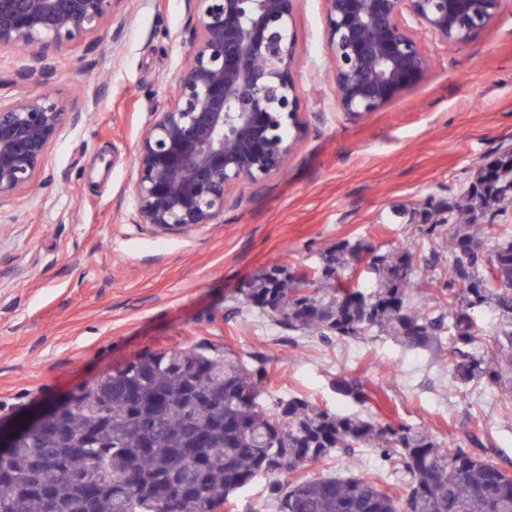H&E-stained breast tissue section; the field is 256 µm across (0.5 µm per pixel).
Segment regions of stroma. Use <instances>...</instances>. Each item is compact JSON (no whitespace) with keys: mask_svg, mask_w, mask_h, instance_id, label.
Wrapping results in <instances>:
<instances>
[{"mask_svg":"<svg viewBox=\"0 0 512 512\" xmlns=\"http://www.w3.org/2000/svg\"><path fill=\"white\" fill-rule=\"evenodd\" d=\"M323 12V0H301L296 16L306 107L294 151L279 172L233 189L223 223L188 232L135 223L132 192L137 142L183 59L186 0H117L113 50L53 55L51 83L65 102L85 92L86 66L107 83L97 107L50 146L39 188L0 202V425L146 350L207 340L269 355V404L297 395L379 421H423L439 439L512 464V397L484 385L456 393L447 344L431 353L388 336L325 341L225 315L272 266L310 269L343 239L385 250L418 243L416 265L429 273L431 214L447 213L479 167L512 145V0L405 96L359 118L337 110L321 76ZM343 374L364 385L368 403L336 392ZM351 460L380 486L405 482L371 448L277 479L342 473Z\"/></svg>","mask_w":512,"mask_h":512,"instance_id":"stroma-1","label":"stroma"}]
</instances>
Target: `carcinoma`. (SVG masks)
Instances as JSON below:
<instances>
[{
    "instance_id": "carcinoma-1",
    "label": "carcinoma",
    "mask_w": 512,
    "mask_h": 512,
    "mask_svg": "<svg viewBox=\"0 0 512 512\" xmlns=\"http://www.w3.org/2000/svg\"><path fill=\"white\" fill-rule=\"evenodd\" d=\"M495 181L483 176L448 214V279L422 276L416 243L381 250L340 240L322 265L300 273L275 266L243 302L290 330L358 339L400 337L427 348L448 336L459 388L487 383L512 391V224H480L475 207L506 212L512 156L496 158ZM366 266L355 273L360 262ZM436 286L442 312L416 299ZM490 309L496 351L474 352ZM268 358L246 361L205 342L149 351L74 392L75 408L59 428L21 436L0 453V512H217L260 476L296 469L338 452L379 451L408 477L399 493L347 469L267 486L275 512H512V472L460 445L438 440L422 424L381 423L291 397L264 403ZM338 394L363 402V385L340 376Z\"/></svg>"
}]
</instances>
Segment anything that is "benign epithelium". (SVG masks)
<instances>
[{
  "label": "benign epithelium",
  "mask_w": 512,
  "mask_h": 512,
  "mask_svg": "<svg viewBox=\"0 0 512 512\" xmlns=\"http://www.w3.org/2000/svg\"><path fill=\"white\" fill-rule=\"evenodd\" d=\"M117 0H0V53L34 65L0 81V202L35 185L61 131L94 98L66 105L49 87L45 60L64 47H102ZM503 0H325L323 31L336 106L355 117L381 111L446 51L494 23ZM185 61L168 78L135 156L136 223L162 231L224 222L231 190L277 173L302 130L295 77L300 0H188ZM74 406L53 402L10 431L0 452L39 435Z\"/></svg>",
  "instance_id": "benign-epithelium-1"
}]
</instances>
